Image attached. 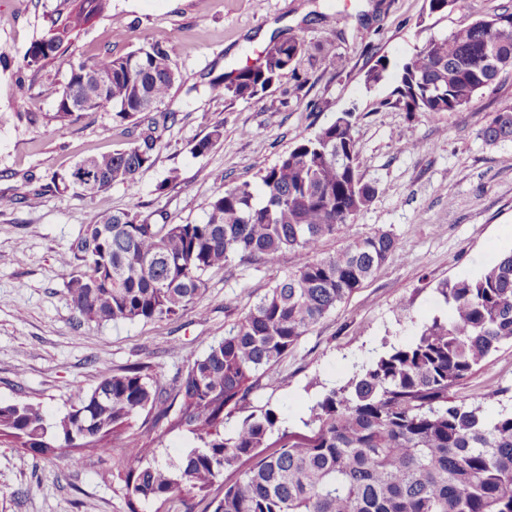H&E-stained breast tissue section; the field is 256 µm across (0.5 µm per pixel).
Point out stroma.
I'll use <instances>...</instances> for the list:
<instances>
[{
    "instance_id": "1",
    "label": "stroma",
    "mask_w": 512,
    "mask_h": 512,
    "mask_svg": "<svg viewBox=\"0 0 512 512\" xmlns=\"http://www.w3.org/2000/svg\"><path fill=\"white\" fill-rule=\"evenodd\" d=\"M512 0H457L444 15L426 0H111L109 10L73 37L60 58L38 70L22 66L47 35L65 0H0V402L40 405L56 420L90 392L103 373L134 363L171 385L187 360L223 338L267 288L297 263L286 252L268 262L210 271L208 287L180 316L162 321H78L67 300L83 262L59 257L100 213L139 205L159 224L195 222L221 183L256 182L301 137L346 110L354 112L357 167L379 192L354 221L356 236L393 234L395 254L289 350L250 397L252 411L278 409L289 430L304 432L308 408L343 384L383 343L411 341L448 308L436 288L479 274L512 251V142L484 144L491 113L512 103V74L478 93L473 111L408 113L392 106L394 74L374 87L364 76L379 57L400 62L423 41L492 15ZM302 38L307 51L294 75L262 99L232 100L210 88L219 76L254 65L278 32ZM167 47L180 80L165 103L177 120L136 190L115 184L84 197L64 177L79 160L131 146L132 123L111 110L49 122L72 63ZM25 95L16 98L17 84ZM223 137L205 155L192 147L213 126ZM421 141L418 150L408 141ZM176 181H169L170 172ZM224 182H217L216 173ZM457 397L481 402L488 415L512 408V343L502 344ZM153 441L161 462L178 460L195 442L145 415L131 421L111 454L85 452L80 468L59 459L20 461L0 443V512H127L114 463L130 443Z\"/></svg>"
}]
</instances>
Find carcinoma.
Segmentation results:
<instances>
[{
  "instance_id": "carcinoma-1",
  "label": "carcinoma",
  "mask_w": 512,
  "mask_h": 512,
  "mask_svg": "<svg viewBox=\"0 0 512 512\" xmlns=\"http://www.w3.org/2000/svg\"><path fill=\"white\" fill-rule=\"evenodd\" d=\"M49 33L27 50L22 67L37 69L63 44L102 15L109 0H74ZM306 51L294 35L275 36L259 63L245 66L222 86L232 100L264 96L294 71ZM498 57L490 69L485 56ZM385 58L366 75L382 82ZM72 70L104 72L79 84L80 106L59 100L48 120L66 126L82 112L112 108L113 118L140 127L133 145L93 157L100 179L89 189L77 162L68 182L84 197L121 183L136 191L140 172L155 154L176 113L160 106L179 74L168 49L140 47L123 56L80 61ZM512 73V9L442 37H431L398 66L393 105L409 113L456 112L474 96ZM353 112L347 111L304 136L259 183H224L200 222L152 224L138 207L84 225L68 251L87 270L67 283L79 320L133 323L170 319L205 292L206 274L268 261L283 252L296 266L259 297L249 311L206 352L192 357L169 392L134 364L106 373L79 404L50 422L38 405L0 402V441L20 449V459L60 456L67 468L83 463L78 450L112 451L130 420L146 413L172 431H187L200 446L178 463L162 465L157 449L137 443L125 449L120 473L128 512L143 502L176 512H512V411L488 416L479 403L450 395L496 351L512 342V251L479 275L444 281L437 292L450 308L433 317L413 341L392 345L358 366L342 385L308 408V434L284 426L276 410L251 412L233 434L224 423L247 409L259 381L310 328L373 277L396 251L394 236L353 234L356 216L378 194L356 166ZM223 136L216 125L193 147L204 155ZM495 146L512 140V104L480 130ZM346 245L319 253L323 238ZM229 479H224V476ZM222 483V496L210 497Z\"/></svg>"
}]
</instances>
